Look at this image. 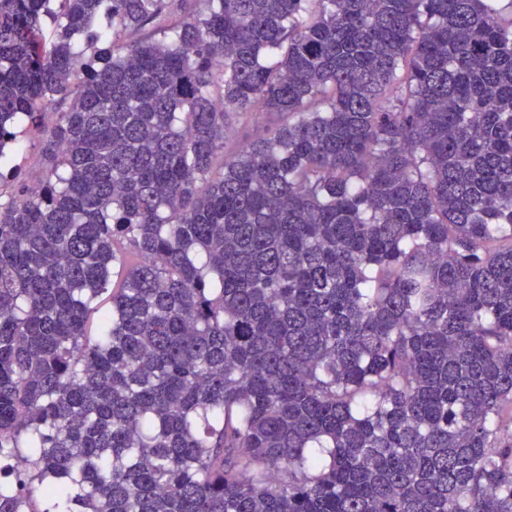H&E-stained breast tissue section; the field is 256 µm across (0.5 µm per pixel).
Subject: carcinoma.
Masks as SVG:
<instances>
[{"mask_svg": "<svg viewBox=\"0 0 512 512\" xmlns=\"http://www.w3.org/2000/svg\"><path fill=\"white\" fill-rule=\"evenodd\" d=\"M169 2L0 0V512H512V19ZM268 121L265 112H256L247 119H242L236 115L228 118V127L230 129L228 147L236 148L242 143H248L262 133V126ZM11 164L17 165L25 175H32L40 165V138L37 134L27 131L19 134L15 149L11 154Z\"/></svg>", "mask_w": 512, "mask_h": 512, "instance_id": "1", "label": "carcinoma"}]
</instances>
